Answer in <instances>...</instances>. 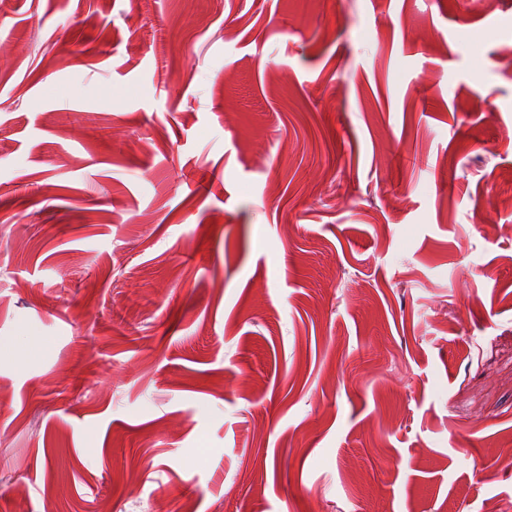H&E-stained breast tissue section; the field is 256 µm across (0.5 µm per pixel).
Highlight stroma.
<instances>
[{
	"label": "stroma",
	"instance_id": "1",
	"mask_svg": "<svg viewBox=\"0 0 512 512\" xmlns=\"http://www.w3.org/2000/svg\"><path fill=\"white\" fill-rule=\"evenodd\" d=\"M512 0H0V512L512 504Z\"/></svg>",
	"mask_w": 512,
	"mask_h": 512
}]
</instances>
